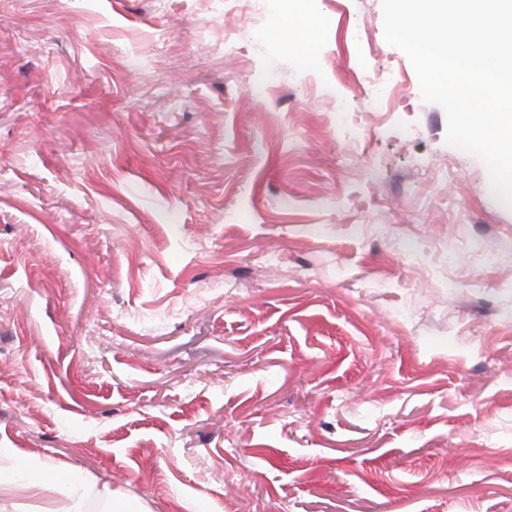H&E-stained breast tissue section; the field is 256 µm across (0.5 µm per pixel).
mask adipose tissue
Wrapping results in <instances>:
<instances>
[{"mask_svg": "<svg viewBox=\"0 0 512 512\" xmlns=\"http://www.w3.org/2000/svg\"><path fill=\"white\" fill-rule=\"evenodd\" d=\"M1 456L12 458L14 465L0 471V512H83L85 497L96 486L92 475L62 472L15 448H0ZM51 485L58 487L63 505L44 499Z\"/></svg>", "mask_w": 512, "mask_h": 512, "instance_id": "ef3b65f1", "label": "adipose tissue"}]
</instances>
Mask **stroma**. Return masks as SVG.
Segmentation results:
<instances>
[{"label":"stroma","instance_id":"1","mask_svg":"<svg viewBox=\"0 0 512 512\" xmlns=\"http://www.w3.org/2000/svg\"><path fill=\"white\" fill-rule=\"evenodd\" d=\"M240 22L0 0V445L126 512H512V207L381 0ZM265 37L279 45L284 51L298 49L295 34L292 32V26L288 24V21H276L266 31Z\"/></svg>","mask_w":512,"mask_h":512}]
</instances>
